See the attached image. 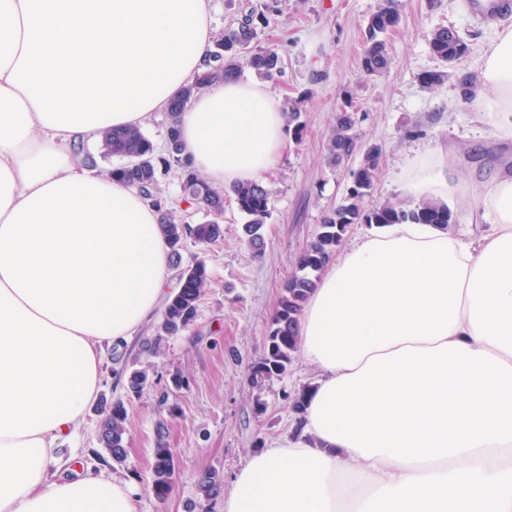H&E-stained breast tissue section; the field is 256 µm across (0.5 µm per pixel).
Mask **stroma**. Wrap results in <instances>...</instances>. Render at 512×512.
<instances>
[{
    "mask_svg": "<svg viewBox=\"0 0 512 512\" xmlns=\"http://www.w3.org/2000/svg\"><path fill=\"white\" fill-rule=\"evenodd\" d=\"M475 2L401 0V22L388 36L393 64L385 74L369 77L360 64L362 36L379 0H288L282 14L260 31L259 42L284 46V72L267 86L277 101L300 99L304 130L301 139H289L266 176L272 209L264 249L255 255L245 247V218L234 200L226 199L223 238L183 252L184 260H204L210 276L194 321L158 353L144 348L156 333L153 319L108 351L99 401L60 441L62 458L113 471L138 490V512H224L223 499L204 501L200 472L213 469L231 480L250 454L287 441L290 397L314 382L315 371L297 355L284 375L256 389L249 368L266 351L271 315L299 255L323 215L347 192V168L334 170L325 161L335 114L345 103L363 117L362 139L380 149L368 206L402 199L399 175L406 157L437 150L447 159L449 180L465 192L464 200L451 204L457 228L473 237L481 233L490 219L479 199L498 174L512 169V143L488 156L496 140L472 102L459 95V75L475 69L481 46L494 34ZM441 25L454 26L469 48L456 62H443L429 49L428 37ZM426 70L445 72L446 78L434 88L423 87L418 75ZM134 370L145 371L149 383L131 398L126 382ZM123 397L127 461L116 468L97 441V428L101 403ZM161 421L176 464L173 489L163 503L148 488Z\"/></svg>",
    "mask_w": 512,
    "mask_h": 512,
    "instance_id": "1",
    "label": "stroma"
}]
</instances>
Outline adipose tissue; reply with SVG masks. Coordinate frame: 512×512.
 <instances>
[{"label": "adipose tissue", "mask_w": 512, "mask_h": 512, "mask_svg": "<svg viewBox=\"0 0 512 512\" xmlns=\"http://www.w3.org/2000/svg\"><path fill=\"white\" fill-rule=\"evenodd\" d=\"M470 95L512 140V14L499 12ZM210 0H0V512H138L120 478L51 474L57 442L104 386L107 347L161 311L170 248L135 188L77 158L144 128L206 69ZM267 86L230 78L179 129L215 190L261 180L286 148ZM448 200L441 153L401 174ZM478 238L388 224L314 281L298 352L317 378L304 435L252 455L224 512H512V173Z\"/></svg>", "instance_id": "1"}]
</instances>
